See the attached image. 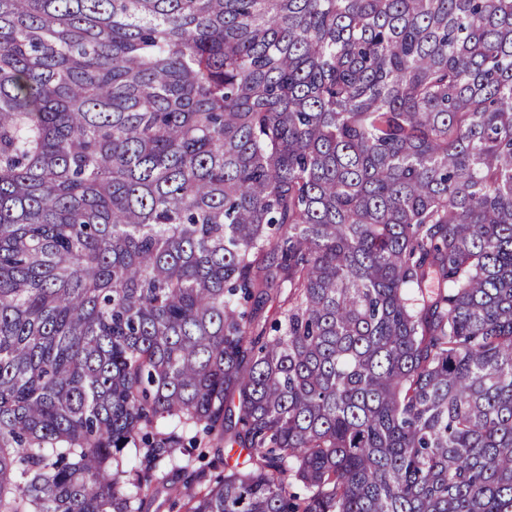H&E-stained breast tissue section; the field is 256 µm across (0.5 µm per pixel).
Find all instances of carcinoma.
Wrapping results in <instances>:
<instances>
[{"mask_svg": "<svg viewBox=\"0 0 512 512\" xmlns=\"http://www.w3.org/2000/svg\"><path fill=\"white\" fill-rule=\"evenodd\" d=\"M162 492L512 512V0H0V512Z\"/></svg>", "mask_w": 512, "mask_h": 512, "instance_id": "1", "label": "carcinoma"}]
</instances>
